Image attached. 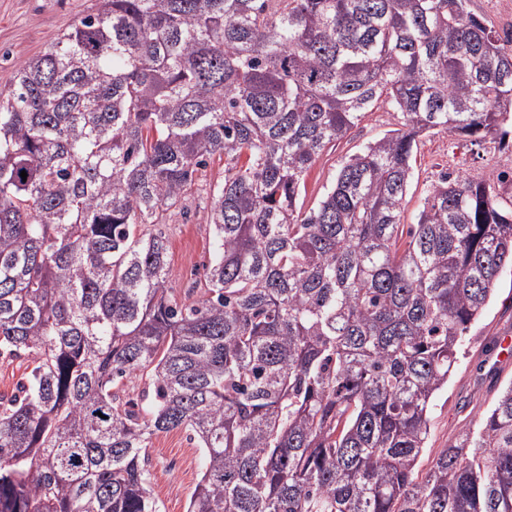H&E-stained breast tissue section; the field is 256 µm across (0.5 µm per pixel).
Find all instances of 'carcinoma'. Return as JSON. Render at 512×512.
I'll list each match as a JSON object with an SVG mask.
<instances>
[{
	"instance_id": "obj_1",
	"label": "carcinoma",
	"mask_w": 512,
	"mask_h": 512,
	"mask_svg": "<svg viewBox=\"0 0 512 512\" xmlns=\"http://www.w3.org/2000/svg\"><path fill=\"white\" fill-rule=\"evenodd\" d=\"M381 102L401 127L298 208ZM437 133L512 150V33L469 0H99L23 61L0 88V358L31 369L0 398V512H160L147 448L173 430L204 457L188 512H512V381L420 470L512 266L490 183L445 172L401 222ZM193 191L214 250L179 298L155 225Z\"/></svg>"
}]
</instances>
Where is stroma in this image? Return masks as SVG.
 <instances>
[{
  "label": "stroma",
  "instance_id": "35a3bbf8",
  "mask_svg": "<svg viewBox=\"0 0 512 512\" xmlns=\"http://www.w3.org/2000/svg\"><path fill=\"white\" fill-rule=\"evenodd\" d=\"M96 0H0V87L11 83L19 63L43 51L58 33L69 29L95 8ZM395 112L381 107L370 112L347 136L328 148L311 168L303 209L315 207L333 184L342 162L368 142L397 128ZM512 168V153L497 140L472 143L448 134L421 139L414 174L407 190L405 223L412 224L432 183L445 172L485 181ZM206 203L191 197L184 213L168 218L162 229L169 239L171 286L184 295L194 272L212 256L213 231L204 216ZM512 335V267H505L483 317L463 340L459 362L448 386L436 398L429 446L439 450L494 398L500 385L512 381V364L496 366L491 358L495 337ZM153 497L161 512H187L203 464V457L186 432L177 430L153 437Z\"/></svg>",
  "mask_w": 512,
  "mask_h": 512
}]
</instances>
